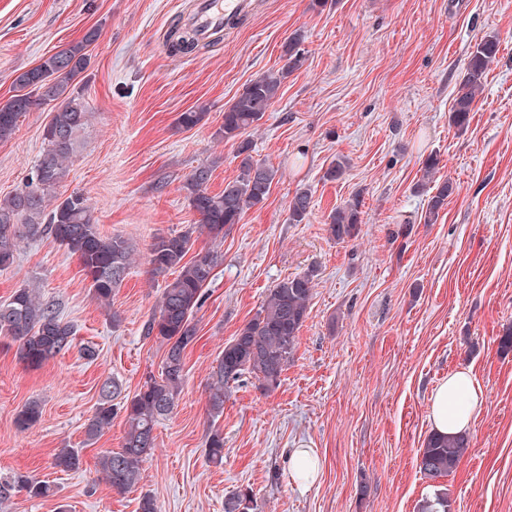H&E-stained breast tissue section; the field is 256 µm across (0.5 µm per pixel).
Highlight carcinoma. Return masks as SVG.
<instances>
[{
  "mask_svg": "<svg viewBox=\"0 0 512 512\" xmlns=\"http://www.w3.org/2000/svg\"><path fill=\"white\" fill-rule=\"evenodd\" d=\"M98 32L88 31L44 58L34 67L20 71L13 80V95L0 102V141L14 135L18 122L26 113L51 104L52 119L44 128L45 148L31 167L25 188L0 196V270L13 265L18 244L36 236H48L76 256L89 281V290L106 308L133 264L132 249L120 236L99 232L88 198L80 192H59L67 173V162L76 152L88 123L89 110L77 89V80L90 62L89 48ZM198 44L190 30L182 32L169 45L170 52L184 53ZM499 52L494 35L481 39L469 55L463 86L449 116L452 125L464 129L474 111L476 93L483 87L491 64ZM283 65L252 79L224 109V120L216 135L237 145L239 174L217 194L208 191L211 169L199 166L188 177L184 188L190 207L199 223L175 234L153 239L148 249L152 274L163 276L173 270L176 277L163 288L157 310L145 322L143 335L156 338L165 347L161 377L148 378L131 397H121L119 383L104 380L99 402L86 425L88 440L102 435L112 425L117 413L125 415L127 426L119 451H107L99 458L100 472L113 490L123 493L140 479L142 463L155 448L154 429L158 421L172 413L182 390L185 354L197 339L195 314L202 303L203 290L214 277L218 253L201 249L190 253L193 234L207 233L212 240L239 223L245 212L261 206L268 199L278 170L252 156L248 129L257 124L275 102L284 80L302 66L304 56L300 38L294 36L282 46ZM205 118L201 111L182 112L176 128L189 129ZM452 185L445 181L430 198L424 223L433 224L447 204ZM363 200L356 195L337 206L328 215V231L338 241L356 238L363 224ZM311 208V192L298 189L288 201V223L301 224ZM314 288V274L305 273L281 280L270 289L256 316L239 328L225 344L224 352L212 368L208 385L210 415L224 412V398L229 384L246 374L253 376L260 388L269 391L271 383H280L282 373L293 361L298 334L309 314ZM0 335L17 343L16 355L27 367L37 369L73 345L75 326L63 320L59 309L40 299L30 288L14 291L10 300L0 304ZM42 416L37 400L27 402L16 415V425L26 429ZM467 438L462 435L432 432L419 451V470L424 477L436 480L449 475L458 465ZM205 455L209 462L224 461V435L218 430L208 434ZM77 448H61L53 458L54 467L63 472L80 467ZM13 485L12 491L0 489V504L24 492L31 498L53 493L51 485L27 472L0 476V485ZM252 498L247 492L234 494L225 504V512H249ZM421 512H448V493L441 489L426 499Z\"/></svg>",
  "mask_w": 512,
  "mask_h": 512,
  "instance_id": "carcinoma-1",
  "label": "carcinoma"
}]
</instances>
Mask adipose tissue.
Masks as SVG:
<instances>
[{"instance_id":"adipose-tissue-1","label":"adipose tissue","mask_w":512,"mask_h":512,"mask_svg":"<svg viewBox=\"0 0 512 512\" xmlns=\"http://www.w3.org/2000/svg\"><path fill=\"white\" fill-rule=\"evenodd\" d=\"M484 405V393L472 374L458 370L434 391L431 418L435 431L459 435L468 431Z\"/></svg>"}]
</instances>
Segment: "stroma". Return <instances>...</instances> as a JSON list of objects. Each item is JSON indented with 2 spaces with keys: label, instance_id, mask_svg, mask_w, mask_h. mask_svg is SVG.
Listing matches in <instances>:
<instances>
[{
  "label": "stroma",
  "instance_id": "stroma-1",
  "mask_svg": "<svg viewBox=\"0 0 512 512\" xmlns=\"http://www.w3.org/2000/svg\"><path fill=\"white\" fill-rule=\"evenodd\" d=\"M192 9L193 0H0L2 101L18 70L98 29L80 83L89 121L61 190L86 194L100 230L135 249L108 309L52 238L25 240L0 270V304L33 288L77 329L69 351L34 370L0 335V475L28 472L55 490L17 494L0 512H137L146 493L157 512H224L245 488L252 512H421L438 484L449 512H512V348L501 344L512 331V0H256L234 28L171 53L167 36ZM489 34L499 39L497 59L461 130L450 109L470 52ZM295 35L304 63L251 135L254 158L278 175L266 203L223 240L195 236L194 249H215L221 261L195 315L185 382L139 482L115 492L98 458L120 450L125 419L116 415L92 441L85 427L106 378L130 396L161 372L164 349L142 332L165 284L149 272L148 247L197 223L183 188L193 169L211 167L213 193L236 178V147L214 133L250 80L281 67ZM201 109L199 125L176 128L180 113ZM51 117L48 105L27 113L0 142V196L24 189ZM429 155L439 164L427 184ZM339 157L343 178L324 180ZM446 180L454 191L425 223L434 186ZM300 188L310 189L312 212L291 224L288 202ZM357 194L361 233L336 241L327 217ZM307 272L309 315L279 386L264 391L242 377L212 417L207 385L225 344L269 289ZM459 369L471 370L485 406L457 468L434 483L418 450L433 431L432 391ZM34 399L40 421L18 429V411ZM214 429L224 435L220 466L205 457ZM65 446L79 449V469L53 467ZM295 448L315 449L321 461L304 493L287 483Z\"/></svg>",
  "mask_w": 512,
  "mask_h": 512
}]
</instances>
